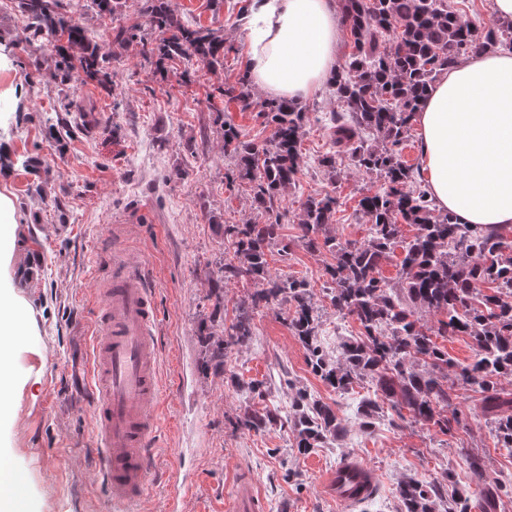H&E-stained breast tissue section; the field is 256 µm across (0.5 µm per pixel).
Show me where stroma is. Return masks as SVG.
I'll list each match as a JSON object with an SVG mask.
<instances>
[{"instance_id": "stroma-1", "label": "stroma", "mask_w": 512, "mask_h": 512, "mask_svg": "<svg viewBox=\"0 0 512 512\" xmlns=\"http://www.w3.org/2000/svg\"><path fill=\"white\" fill-rule=\"evenodd\" d=\"M244 0H169L185 24L202 23L224 33V69L207 72L197 59L176 60L157 73L137 43L119 47L110 38V21L87 0H64L71 15L109 46L108 67L118 82L112 95L82 86L63 95L38 83L27 48L19 37L26 17L20 0H0V140L10 164L0 169V193L14 204L20 240L11 283L31 307L35 336L17 340L15 366L27 380L14 413L0 415V447L19 467L21 502L36 499L38 512H113L99 474L93 393L88 375L95 333L96 284L112 252L109 228L129 224L133 261L150 276L159 310L158 339L167 378L168 412L151 461L156 471L144 512H165L167 487L179 478L195 485L184 512H228L233 478L246 468L261 495V512H401L399 487L415 478L432 483L452 471L457 484L477 495L467 458H481L488 475L512 485V458L494 446L493 432L471 387L456 391L465 422L450 434L423 421L385 411L373 428L352 427L342 442L300 454L289 430L280 425L248 433L236 420L246 400L229 378L207 365L208 351L197 331L219 314L236 316L234 304L247 287L229 283L223 309L209 300L213 262L225 257L223 225L256 221L258 212L248 181H231L235 162L224 156L212 123L215 111L249 138L264 142L270 128L258 108L241 110L225 102L220 86L247 72V31L239 21ZM93 101L88 133L66 141L50 138L44 120L62 111L67 99ZM338 103L321 88L301 106L303 161L295 185L285 188L282 210L297 213L307 196L331 194L337 200L335 232L340 240L364 241L368 225L357 204L375 192L379 176L339 163L335 172L318 167L329 148L326 120ZM41 170L22 167L24 157ZM182 170L174 178V170ZM58 196L60 207L47 199ZM297 227L285 223L287 255L275 256L277 274L306 281L320 316V340L336 357L339 337L355 336L359 326L340 319L323 293L328 253L306 250ZM254 334L232 347L228 367L262 381L264 406L285 414L296 391L304 390L354 419L366 390L340 393L328 387L306 363L305 350L288 327V307L253 314ZM347 459L358 460L375 477L370 495L348 506L337 502L322 477Z\"/></svg>"}]
</instances>
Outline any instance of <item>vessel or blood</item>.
Returning <instances> with one entry per match:
<instances>
[{
    "label": "vessel or blood",
    "mask_w": 512,
    "mask_h": 512,
    "mask_svg": "<svg viewBox=\"0 0 512 512\" xmlns=\"http://www.w3.org/2000/svg\"><path fill=\"white\" fill-rule=\"evenodd\" d=\"M90 376L100 447V475L117 512H140L150 480V448L166 413L165 387L158 372V314L153 289L122 250L112 253V275L99 288ZM372 474L344 461L327 481L330 493L354 505L369 495ZM259 495L248 474H240L232 512H258Z\"/></svg>",
    "instance_id": "1"
}]
</instances>
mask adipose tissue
Listing matches in <instances>:
<instances>
[{"label":"adipose tissue","mask_w":512,"mask_h":512,"mask_svg":"<svg viewBox=\"0 0 512 512\" xmlns=\"http://www.w3.org/2000/svg\"><path fill=\"white\" fill-rule=\"evenodd\" d=\"M248 71L265 96L302 103L335 73L340 0H247ZM436 207L460 224H512V51H485L434 82L416 115ZM29 306L0 286V408L25 381L15 369Z\"/></svg>","instance_id":"obj_1"}]
</instances>
